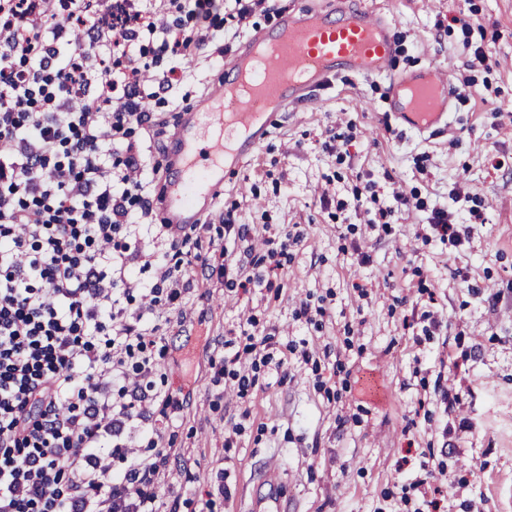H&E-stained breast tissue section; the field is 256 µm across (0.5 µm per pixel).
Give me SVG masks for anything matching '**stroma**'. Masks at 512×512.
<instances>
[{"label": "stroma", "mask_w": 512, "mask_h": 512, "mask_svg": "<svg viewBox=\"0 0 512 512\" xmlns=\"http://www.w3.org/2000/svg\"><path fill=\"white\" fill-rule=\"evenodd\" d=\"M316 2L271 0L239 38L225 21L228 52L211 44V61L189 63L174 97L197 105L243 38ZM376 3L392 11L394 69L447 74L448 125L418 135L391 112L384 80L340 74L277 118L228 178L202 247L224 249L232 268L260 258L264 283L235 293L194 281L158 334L167 350L198 353L250 316L273 336L275 362L240 399L217 394L210 371L192 377L162 359L170 389L194 390L165 435L190 476L180 512H206L220 469V512H253L251 481L271 463L295 512H414L425 467L446 512H512V0ZM331 128L341 151L324 147ZM368 186L374 199L357 203ZM397 191L410 210L395 209ZM439 208L459 240L430 232ZM227 213L250 225L252 254L225 236ZM304 304L325 308L321 326L299 317Z\"/></svg>", "instance_id": "stroma-1"}]
</instances>
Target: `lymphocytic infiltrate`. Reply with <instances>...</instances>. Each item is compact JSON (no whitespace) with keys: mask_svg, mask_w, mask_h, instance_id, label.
Returning <instances> with one entry per match:
<instances>
[{"mask_svg":"<svg viewBox=\"0 0 512 512\" xmlns=\"http://www.w3.org/2000/svg\"><path fill=\"white\" fill-rule=\"evenodd\" d=\"M217 0H0V512H179L163 446L189 398L158 389L157 322L193 272L231 288L199 225L154 224L144 139ZM216 373L247 396L271 334L239 325Z\"/></svg>","mask_w":512,"mask_h":512,"instance_id":"f902f5d3","label":"lymphocytic infiltrate"}]
</instances>
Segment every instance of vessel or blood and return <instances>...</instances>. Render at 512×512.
<instances>
[{
    "mask_svg": "<svg viewBox=\"0 0 512 512\" xmlns=\"http://www.w3.org/2000/svg\"><path fill=\"white\" fill-rule=\"evenodd\" d=\"M393 51L388 15L358 0H321L250 38L226 67L223 84L201 106L182 113L169 137L165 222L200 223L213 211L225 178L269 137L275 118L337 74L386 78L392 112L417 133L447 124V76L435 70L393 74ZM275 477V470H265L262 512H290Z\"/></svg>",
    "mask_w": 512,
    "mask_h": 512,
    "instance_id": "vessel-or-blood-1",
    "label": "vessel or blood"
}]
</instances>
